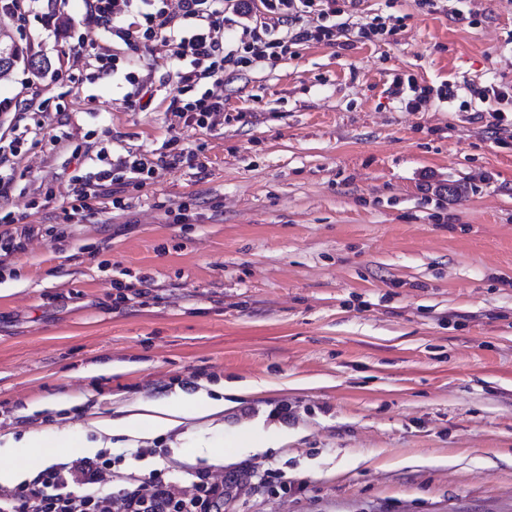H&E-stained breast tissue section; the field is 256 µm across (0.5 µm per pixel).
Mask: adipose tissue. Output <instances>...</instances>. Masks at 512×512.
<instances>
[{
	"label": "adipose tissue",
	"mask_w": 512,
	"mask_h": 512,
	"mask_svg": "<svg viewBox=\"0 0 512 512\" xmlns=\"http://www.w3.org/2000/svg\"><path fill=\"white\" fill-rule=\"evenodd\" d=\"M199 405L210 413L222 411L224 408L223 401L204 395L193 398L179 393L140 404L133 408L131 414L118 420L100 421L98 427L106 433L117 429L129 435L154 433L173 428L180 420L193 417L195 408Z\"/></svg>",
	"instance_id": "ef3b65f1"
}]
</instances>
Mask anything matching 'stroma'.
<instances>
[{
	"label": "stroma",
	"mask_w": 512,
	"mask_h": 512,
	"mask_svg": "<svg viewBox=\"0 0 512 512\" xmlns=\"http://www.w3.org/2000/svg\"><path fill=\"white\" fill-rule=\"evenodd\" d=\"M470 19L415 0H361L352 28L400 20L387 39L310 45L226 69L224 121L168 112L164 47H119L150 75L128 106L62 53L102 42L67 0L60 43L44 0L0 30L50 67L0 79V99L39 79L44 125L15 166L9 209L38 232L0 274V449L31 432L92 444L118 476L255 477L224 512H512V131L487 127L473 87L512 82V0H472ZM454 85L457 102L406 111L394 76ZM200 152L202 167L124 186L125 210L65 217L74 148ZM456 193H449V186ZM140 297L116 303V284ZM256 383L158 434L97 430L127 408L223 382ZM287 404L290 417H273ZM269 448L251 454L252 436ZM203 442L224 455L196 454ZM275 478H265V469Z\"/></svg>",
	"instance_id": "stroma-1"
}]
</instances>
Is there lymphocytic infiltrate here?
<instances>
[{"mask_svg": "<svg viewBox=\"0 0 512 512\" xmlns=\"http://www.w3.org/2000/svg\"><path fill=\"white\" fill-rule=\"evenodd\" d=\"M90 21L103 28L107 42L92 45L89 56L99 75L119 73L108 42L129 47L160 41L175 70L177 93L168 108L185 125L213 126L224 115V97L216 91L227 68L243 70L287 54L291 46L334 45L349 32L348 15L360 0H84ZM122 74V73H119ZM132 98L151 96L147 82L134 72L122 74ZM486 105L491 126H512V84L489 82L474 89ZM38 91L17 103L0 99V168L13 167L21 154L17 132L22 122L40 114ZM199 155L176 148L153 157L146 153L110 156L97 152L91 172L73 176V193L84 209L107 196L113 208L121 197L110 196L117 172L137 182L154 179L161 170L199 165ZM112 481V460L105 454L49 465L30 481L0 492V512H222L226 486L210 471H189L187 478L155 476L128 481L125 488L103 493Z\"/></svg>", "mask_w": 512, "mask_h": 512, "instance_id": "lymphocytic-infiltrate-1", "label": "lymphocytic infiltrate"}]
</instances>
